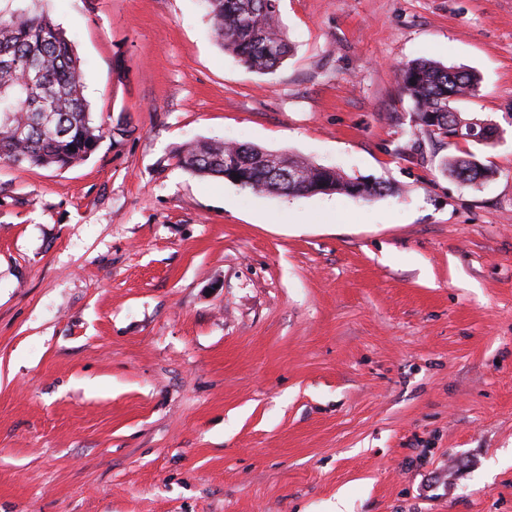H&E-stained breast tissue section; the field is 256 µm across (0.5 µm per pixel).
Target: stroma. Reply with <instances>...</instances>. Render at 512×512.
I'll use <instances>...</instances> for the list:
<instances>
[{"mask_svg": "<svg viewBox=\"0 0 512 512\" xmlns=\"http://www.w3.org/2000/svg\"><path fill=\"white\" fill-rule=\"evenodd\" d=\"M31 9L128 131L0 161V512H512V0H281L271 71L201 0ZM415 59L496 144L414 133ZM210 139L390 189L255 194L178 164ZM442 171L449 172L459 182L470 186L476 184L478 180L488 177V171L475 159L458 158L450 162L445 160L442 164Z\"/></svg>", "mask_w": 512, "mask_h": 512, "instance_id": "1", "label": "stroma"}]
</instances>
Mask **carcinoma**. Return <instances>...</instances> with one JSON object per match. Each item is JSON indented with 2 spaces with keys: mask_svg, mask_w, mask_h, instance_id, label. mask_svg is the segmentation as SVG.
<instances>
[{
  "mask_svg": "<svg viewBox=\"0 0 512 512\" xmlns=\"http://www.w3.org/2000/svg\"><path fill=\"white\" fill-rule=\"evenodd\" d=\"M213 31L224 50L252 70H270L289 56L291 45L279 26V0H204ZM37 77L34 87L20 78ZM399 88L410 98L416 116L414 131L430 137L464 139L469 120L455 103L477 95L480 77L430 60L398 66ZM126 132V122L94 123L84 95L83 71L71 41L53 18L41 11L0 14V160L17 167L70 168L81 164L105 137ZM178 163L200 176L225 178L252 193H272L269 177L276 157L255 146L204 140L187 145ZM309 184H325L336 193L360 198L390 190L380 180H359L339 169L322 172L297 160ZM442 171L465 185L488 177L474 159L442 164Z\"/></svg>",
  "mask_w": 512,
  "mask_h": 512,
  "instance_id": "carcinoma-1",
  "label": "carcinoma"
}]
</instances>
